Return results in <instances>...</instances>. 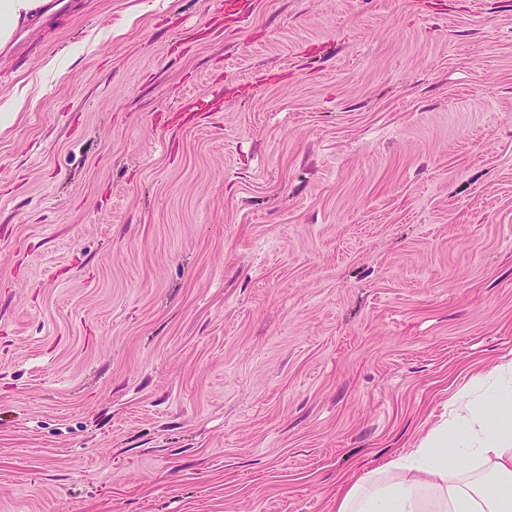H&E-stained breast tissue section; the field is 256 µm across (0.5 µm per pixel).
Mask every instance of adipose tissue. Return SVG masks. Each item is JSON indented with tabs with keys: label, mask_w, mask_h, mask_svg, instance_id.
<instances>
[{
	"label": "adipose tissue",
	"mask_w": 512,
	"mask_h": 512,
	"mask_svg": "<svg viewBox=\"0 0 512 512\" xmlns=\"http://www.w3.org/2000/svg\"><path fill=\"white\" fill-rule=\"evenodd\" d=\"M46 0H0V46L39 19ZM512 361L474 375L448 418L407 454L369 470L336 499V512H512Z\"/></svg>",
	"instance_id": "obj_1"
}]
</instances>
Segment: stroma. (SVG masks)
<instances>
[{"mask_svg":"<svg viewBox=\"0 0 512 512\" xmlns=\"http://www.w3.org/2000/svg\"><path fill=\"white\" fill-rule=\"evenodd\" d=\"M224 2L0 50V512H334L512 360V0Z\"/></svg>","mask_w":512,"mask_h":512,"instance_id":"1","label":"stroma"}]
</instances>
